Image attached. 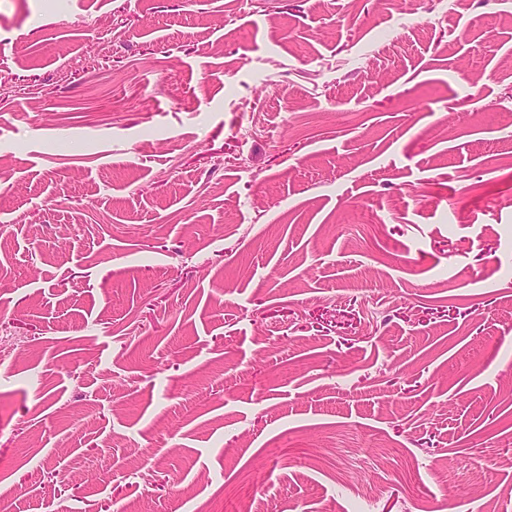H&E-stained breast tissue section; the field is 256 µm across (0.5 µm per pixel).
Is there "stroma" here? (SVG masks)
I'll return each mask as SVG.
<instances>
[{"mask_svg": "<svg viewBox=\"0 0 512 512\" xmlns=\"http://www.w3.org/2000/svg\"><path fill=\"white\" fill-rule=\"evenodd\" d=\"M512 0H0L11 512H512Z\"/></svg>", "mask_w": 512, "mask_h": 512, "instance_id": "stroma-1", "label": "stroma"}]
</instances>
